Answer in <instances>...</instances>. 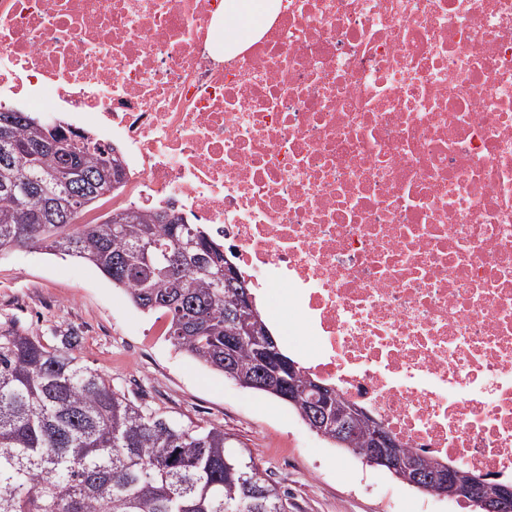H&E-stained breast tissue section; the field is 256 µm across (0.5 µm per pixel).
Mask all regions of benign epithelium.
Instances as JSON below:
<instances>
[{"label":"benign epithelium","instance_id":"1","mask_svg":"<svg viewBox=\"0 0 512 512\" xmlns=\"http://www.w3.org/2000/svg\"><path fill=\"white\" fill-rule=\"evenodd\" d=\"M236 303L238 309L245 311L240 335H261L259 318L248 294H239ZM278 367L288 373V395L298 390L309 395L311 411L307 424L313 430L320 432L326 426L334 428L338 442H346L355 432L364 430L371 438L370 464L387 469L401 480L406 476L412 477L417 488H424L426 483L432 485L434 495L440 499L457 501L466 497L484 512H512V487L500 485L492 494L487 492L489 479L484 476L470 475L463 480L459 470L438 464L422 453L404 454L399 440L369 411L350 402L333 415L329 412V386L310 380L299 389L295 383V365L281 360Z\"/></svg>","mask_w":512,"mask_h":512}]
</instances>
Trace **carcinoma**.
I'll return each instance as SVG.
<instances>
[{
    "label": "carcinoma",
    "instance_id": "carcinoma-1",
    "mask_svg": "<svg viewBox=\"0 0 512 512\" xmlns=\"http://www.w3.org/2000/svg\"><path fill=\"white\" fill-rule=\"evenodd\" d=\"M29 114L0 111V252L25 247L95 265L147 314L167 319L172 347L255 386L261 336L224 342L241 317L224 287V250L202 224L102 206L115 156L58 145ZM0 327V512H288V495L227 450L224 428L180 425L142 407L76 355Z\"/></svg>",
    "mask_w": 512,
    "mask_h": 512
}]
</instances>
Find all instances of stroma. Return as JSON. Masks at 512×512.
Masks as SVG:
<instances>
[{
	"label": "stroma",
	"instance_id": "1",
	"mask_svg": "<svg viewBox=\"0 0 512 512\" xmlns=\"http://www.w3.org/2000/svg\"><path fill=\"white\" fill-rule=\"evenodd\" d=\"M50 336L76 330L82 362L167 418L223 427L245 463L288 494V512H474L423 494L333 447L288 407L175 350L155 315L136 308L91 263L36 249L0 253V326ZM288 459L271 469L265 450Z\"/></svg>",
	"mask_w": 512,
	"mask_h": 512
}]
</instances>
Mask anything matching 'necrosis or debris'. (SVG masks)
Segmentation results:
<instances>
[{"mask_svg": "<svg viewBox=\"0 0 512 512\" xmlns=\"http://www.w3.org/2000/svg\"><path fill=\"white\" fill-rule=\"evenodd\" d=\"M0 0V111L121 143L122 203L285 285L308 369L408 449L512 477V0ZM276 0H226L224 42L243 46L257 38L276 11Z\"/></svg>", "mask_w": 512, "mask_h": 512, "instance_id": "obj_1", "label": "necrosis or debris"}]
</instances>
